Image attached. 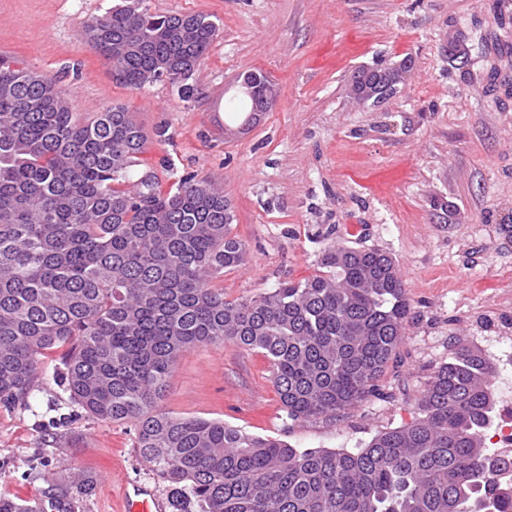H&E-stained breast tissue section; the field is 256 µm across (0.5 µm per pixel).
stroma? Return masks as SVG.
I'll list each match as a JSON object with an SVG mask.
<instances>
[{"label":"stroma","mask_w":512,"mask_h":512,"mask_svg":"<svg viewBox=\"0 0 512 512\" xmlns=\"http://www.w3.org/2000/svg\"><path fill=\"white\" fill-rule=\"evenodd\" d=\"M113 0H0V46L57 78L72 111L122 103L150 142L135 175L211 177L230 198L249 261L214 281L226 299L314 275L328 251L376 248L409 302L397 358L377 395L340 416L293 421L270 362L232 342L201 344L172 366L163 408L219 419L299 449L364 447L419 415L433 372L457 347L512 352V0H146L155 14L202 13L220 34L182 102L166 81L113 82L84 44ZM410 61L400 91L359 100L351 73ZM258 71L275 104L248 131L232 110L239 75ZM60 353L42 364L28 407L0 406V496L42 502L95 476L80 512H123L126 488L169 490L143 461L132 424L80 417L52 425Z\"/></svg>","instance_id":"1"}]
</instances>
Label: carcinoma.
Masks as SVG:
<instances>
[{
    "label": "carcinoma",
    "instance_id": "carcinoma-1",
    "mask_svg": "<svg viewBox=\"0 0 512 512\" xmlns=\"http://www.w3.org/2000/svg\"><path fill=\"white\" fill-rule=\"evenodd\" d=\"M121 0L82 40L112 80L141 89L166 79L185 102L219 36L209 17L152 14ZM361 67L355 87L377 103L399 84ZM273 100L264 85L234 111L250 127ZM150 136L114 103L86 118L57 81L0 55V405L28 406L39 357L65 349V422L86 414L131 423L139 454L166 483L172 512H474L479 499L512 512V480L487 452L492 366L457 348L431 377L421 417L356 452L299 450L220 420L160 407L185 351L232 341L272 366L293 421L336 417L376 391L408 314L393 259L378 249L329 252L326 271L227 301L213 285L247 261L231 235L224 191L187 174L163 188L154 172L126 188ZM48 506L0 497V512H78L63 484Z\"/></svg>",
    "mask_w": 512,
    "mask_h": 512
}]
</instances>
